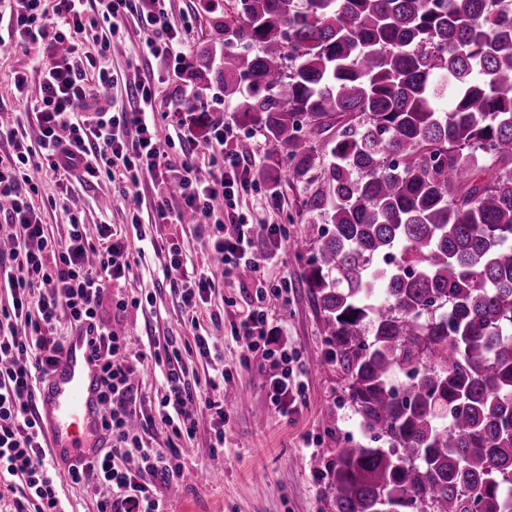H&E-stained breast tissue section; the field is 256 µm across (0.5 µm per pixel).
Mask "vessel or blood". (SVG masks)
Listing matches in <instances>:
<instances>
[{
  "mask_svg": "<svg viewBox=\"0 0 512 512\" xmlns=\"http://www.w3.org/2000/svg\"><path fill=\"white\" fill-rule=\"evenodd\" d=\"M100 366L88 336L75 331L40 384V423L55 461L94 458L106 447L100 425Z\"/></svg>",
  "mask_w": 512,
  "mask_h": 512,
  "instance_id": "b4317fda",
  "label": "vessel or blood"
}]
</instances>
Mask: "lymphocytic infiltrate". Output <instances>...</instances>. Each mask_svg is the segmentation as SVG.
<instances>
[{
	"instance_id": "lymphocytic-infiltrate-1",
	"label": "lymphocytic infiltrate",
	"mask_w": 512,
	"mask_h": 512,
	"mask_svg": "<svg viewBox=\"0 0 512 512\" xmlns=\"http://www.w3.org/2000/svg\"><path fill=\"white\" fill-rule=\"evenodd\" d=\"M168 0H24L14 16L17 43L35 51L47 64L40 73L38 96L30 119L39 127L38 139H29L21 124L0 123V214L15 226L9 257L0 260V486L24 484L27 502L17 512H66L63 483L97 481L112 490L98 512H161L153 480L180 473L177 449L162 451L143 438L154 423L170 427L177 440L192 439L194 395L184 381L182 355L172 343L154 344L151 351L132 350L126 336L106 326L99 315L104 281L125 279L132 267L128 239L111 225L101 224L96 234L71 220L65 240H55L35 203L38 185L33 172L49 170L59 189L62 207L72 211L66 189L72 181L121 176L127 188L151 182V211L164 224L191 219L208 233L225 275L251 266L257 236L279 248L283 230L277 224L256 226L235 214L236 200L251 181L248 160L237 148L238 134L231 122L210 125L204 135L184 132L182 121L172 123L174 137L158 133L162 105L156 74L136 80L125 73L102 70L101 61L111 36L133 21L142 33L138 58L161 66L183 58V42L192 29L191 15L182 24L172 22ZM107 20L109 34L96 52L82 51V39ZM122 88L121 110L99 102L100 88ZM179 153H172V145ZM209 168L201 170L200 155ZM169 262L162 271L178 292L185 312L206 303L219 283L211 271L192 273L176 243L165 246ZM257 286L251 309L233 324V339L243 351L261 352L273 373L270 403L275 411L296 406L303 386L294 374V357L286 346L269 336L268 306L287 301V285H270L256 272ZM85 328L93 336V351L100 364L101 424L109 436L108 448L95 461L78 460L61 471L46 448L37 402L38 386L63 353L64 338L55 334L61 321ZM162 365L164 394L157 417L145 416L136 372L145 357Z\"/></svg>"
}]
</instances>
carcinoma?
Instances as JSON below:
<instances>
[{"label":"carcinoma","instance_id":"1","mask_svg":"<svg viewBox=\"0 0 512 512\" xmlns=\"http://www.w3.org/2000/svg\"><path fill=\"white\" fill-rule=\"evenodd\" d=\"M217 31L240 152L320 172L303 282L382 443L336 449V512H512V0H238Z\"/></svg>","mask_w":512,"mask_h":512}]
</instances>
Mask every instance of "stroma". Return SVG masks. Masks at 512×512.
Instances as JSON below:
<instances>
[{"instance_id":"35a3bbf8","label":"stroma","mask_w":512,"mask_h":512,"mask_svg":"<svg viewBox=\"0 0 512 512\" xmlns=\"http://www.w3.org/2000/svg\"><path fill=\"white\" fill-rule=\"evenodd\" d=\"M234 11V0H217L215 8L198 10L184 45L186 57L209 47L223 51L215 27L232 18ZM37 65L36 53L0 47V85L11 86L19 71L29 76L26 98L8 94L0 99L1 118L24 119L31 100L38 95ZM178 88L199 94L211 121L222 120L232 111L213 75L195 80L185 71H176L159 85V96L167 98ZM252 141L253 190L239 210L248 219L280 225L290 241L309 230L314 220L304 208L307 191L304 184L284 176L275 183L263 178L260 171L265 157L276 144L258 131L253 132ZM72 188L81 202L80 221L88 232H95L97 224L105 221L122 229L132 247H139L143 235L158 245L157 250L138 258L125 282L105 283L103 320L142 347L152 338L191 339V323L199 321L203 333L224 357L229 388L238 393L237 399L223 401L224 421H217L207 408L198 409L196 433L181 457L180 477L155 482L164 512H336L325 470L334 462L338 446L346 442L369 445L373 438L343 391L339 368L327 359L323 318L302 283L304 259L288 242L280 248L277 262L265 268L270 283H288V301L272 309L270 320L289 351L297 355L295 373L304 386L300 409L283 416L269 404L261 355L244 357L231 336L233 322L251 300L249 277L227 280L211 303L196 317H189L168 286L158 282L167 260L161 246L175 241L195 267L218 272L222 266L212 253L211 238L190 224L132 223L129 202L120 194L118 183L107 178L76 182ZM120 299L130 301V308L116 310ZM219 426L224 429L220 448L214 445ZM315 459L321 461L323 472H314L311 462ZM207 470L213 471V479L201 480V473Z\"/></svg>"}]
</instances>
